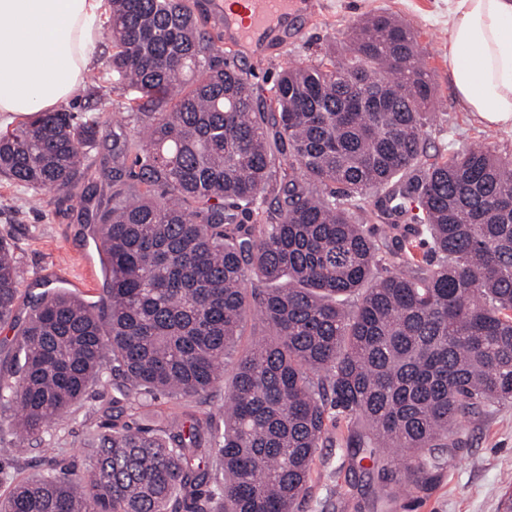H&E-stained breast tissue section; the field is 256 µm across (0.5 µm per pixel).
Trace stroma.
I'll list each match as a JSON object with an SVG mask.
<instances>
[{"instance_id": "1", "label": "stroma", "mask_w": 512, "mask_h": 512, "mask_svg": "<svg viewBox=\"0 0 512 512\" xmlns=\"http://www.w3.org/2000/svg\"><path fill=\"white\" fill-rule=\"evenodd\" d=\"M318 20H297L286 37L275 39L262 53L229 52V62L245 69L262 99H270L278 73L285 67L314 61L328 46L344 50L351 27L364 16L386 12L414 32L436 86L425 135L433 149L450 154L473 143L491 146L512 159V129L476 123L454 101L448 72V0H315ZM112 51L99 39L91 66L102 81L97 89L80 87L67 109L78 120L96 119L101 135L88 162L91 173L112 149L113 133L129 132L142 120L128 111L132 89L112 78ZM27 189L0 179V236L14 245L21 269L17 321H24L30 303L43 292L61 289L85 302H96L106 271L89 225L81 221L79 197L48 195L40 208L29 204ZM91 258L94 281L75 286V270ZM112 381L104 379L80 402L57 417L49 435L18 443L12 417L0 414V498L14 483L34 479L49 469L84 470L81 441L99 430L112 412ZM329 438L319 448L308 493L297 512H502L504 495L512 489V403L497 406L464 423L460 443L436 449L439 467L427 490L384 498L372 474V462L353 461L346 439L354 427L349 415L332 410Z\"/></svg>"}]
</instances>
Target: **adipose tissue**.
I'll use <instances>...</instances> for the list:
<instances>
[{"label": "adipose tissue", "mask_w": 512, "mask_h": 512, "mask_svg": "<svg viewBox=\"0 0 512 512\" xmlns=\"http://www.w3.org/2000/svg\"><path fill=\"white\" fill-rule=\"evenodd\" d=\"M107 13L108 0H0V114L69 103ZM448 65L464 111L512 126V0H448Z\"/></svg>", "instance_id": "1"}]
</instances>
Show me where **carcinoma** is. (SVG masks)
Here are the masks:
<instances>
[{"label": "carcinoma", "mask_w": 512, "mask_h": 512, "mask_svg": "<svg viewBox=\"0 0 512 512\" xmlns=\"http://www.w3.org/2000/svg\"><path fill=\"white\" fill-rule=\"evenodd\" d=\"M198 0H110L112 76L147 121L112 135L82 198L107 265L94 309L49 292L22 324L0 412L37 435L112 370V424L83 473L18 484L0 512H294L336 407L354 453L425 490L435 448L512 402V165L429 152L435 94L414 33L387 13L277 75L270 102L220 58ZM98 121L37 112L0 134V177L73 195ZM285 157L277 165L271 146ZM133 165H127L129 157ZM21 271L0 236V324ZM269 333L238 351L248 316ZM234 360L219 414L198 416ZM182 411L118 423L157 395Z\"/></svg>", "instance_id": "cac0c4a2"}]
</instances>
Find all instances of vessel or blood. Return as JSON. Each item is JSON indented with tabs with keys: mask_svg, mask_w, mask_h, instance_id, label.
I'll list each match as a JSON object with an SVG mask.
<instances>
[{
	"mask_svg": "<svg viewBox=\"0 0 512 512\" xmlns=\"http://www.w3.org/2000/svg\"><path fill=\"white\" fill-rule=\"evenodd\" d=\"M309 0H237V6L223 11L224 32L234 45L247 44L262 31L282 28L286 19L305 12Z\"/></svg>",
	"mask_w": 512,
	"mask_h": 512,
	"instance_id": "1",
	"label": "vessel or blood"
}]
</instances>
